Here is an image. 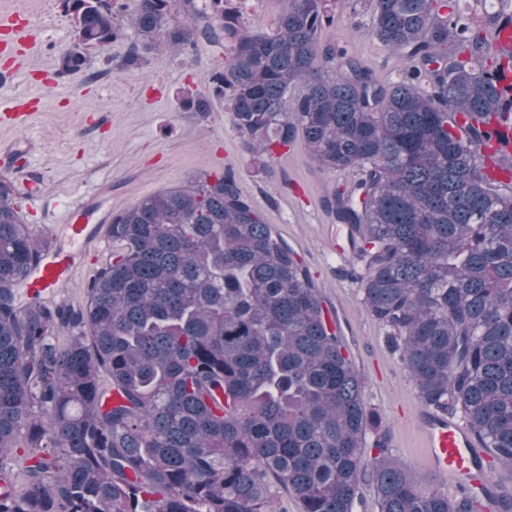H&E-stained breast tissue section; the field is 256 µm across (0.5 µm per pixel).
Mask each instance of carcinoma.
I'll return each instance as SVG.
<instances>
[{
    "instance_id": "carcinoma-1",
    "label": "carcinoma",
    "mask_w": 512,
    "mask_h": 512,
    "mask_svg": "<svg viewBox=\"0 0 512 512\" xmlns=\"http://www.w3.org/2000/svg\"><path fill=\"white\" fill-rule=\"evenodd\" d=\"M84 46L124 36L109 0H62ZM253 31L231 0H132L144 47L224 50L209 78L247 148L301 137L323 168L362 177L328 199L364 263L363 303L429 407L461 412L512 466V187L486 177L488 133L511 112L491 32L457 0H371L370 33L407 81L321 43L326 0H284ZM199 112L209 97L188 89ZM458 114L468 119L454 132ZM0 179V512H477L364 450L360 381L319 291L232 174H202L112 217L115 251L75 310L21 308L40 241ZM68 335H60L61 331ZM119 401L103 406L111 392Z\"/></svg>"
}]
</instances>
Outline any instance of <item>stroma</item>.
Segmentation results:
<instances>
[{
	"instance_id": "stroma-1",
	"label": "stroma",
	"mask_w": 512,
	"mask_h": 512,
	"mask_svg": "<svg viewBox=\"0 0 512 512\" xmlns=\"http://www.w3.org/2000/svg\"><path fill=\"white\" fill-rule=\"evenodd\" d=\"M328 9L334 23L323 32L324 41L369 65L383 82L404 81L399 58L369 33V0H329ZM1 14L12 17L13 27L0 28V41L13 38L18 28L31 37L29 45L0 51V71L13 73L0 85V177L19 189L39 181V196L17 198L30 231L42 239L59 234L64 211L84 196H96L114 215L195 175L234 174L265 222L308 269L336 321L362 400L377 416L367 441L384 435L393 455L416 474L421 491L457 497L459 479L428 465L420 425L428 407L387 329L365 309L356 252H334L348 231L325 200L332 191L351 188L360 172L321 169L299 139L258 161L231 112L216 103L207 112L186 108L183 91L208 93L210 75L222 68L219 48L202 43L176 53L144 51L130 66L126 60L137 37L129 30L105 48L85 50L82 72L67 74L59 58L73 44V20L62 0H0ZM18 106L29 112L27 124L13 120ZM21 139L29 143V162L22 168L8 152ZM112 250L108 238L91 246L56 302L83 306L89 279Z\"/></svg>"
}]
</instances>
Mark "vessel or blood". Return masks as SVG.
I'll return each mask as SVG.
<instances>
[{
  "instance_id": "1",
  "label": "vessel or blood",
  "mask_w": 512,
  "mask_h": 512,
  "mask_svg": "<svg viewBox=\"0 0 512 512\" xmlns=\"http://www.w3.org/2000/svg\"><path fill=\"white\" fill-rule=\"evenodd\" d=\"M482 125L492 133L482 152L495 158L486 173L490 179L512 185V116L490 114L484 117ZM107 220V214L91 197L81 198L67 208L62 222L69 247L64 250L52 243L45 245L38 265L23 285V296L30 300L54 297L73 276L78 255L99 239L101 226ZM422 428L435 471L464 476L482 462L484 454L476 438L453 418L430 412L423 416Z\"/></svg>"
}]
</instances>
